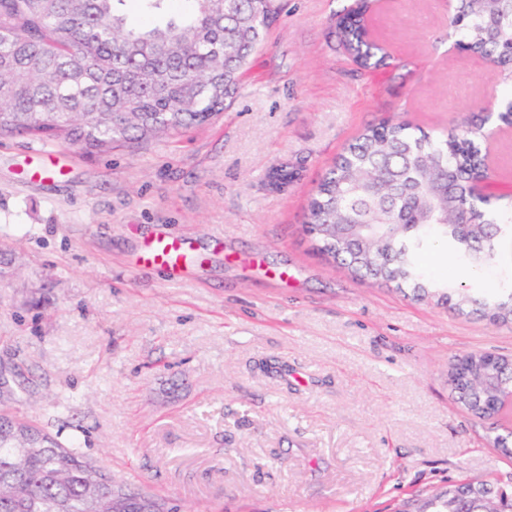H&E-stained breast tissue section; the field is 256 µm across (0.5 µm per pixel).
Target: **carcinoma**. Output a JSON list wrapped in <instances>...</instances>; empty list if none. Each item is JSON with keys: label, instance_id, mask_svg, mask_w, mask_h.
<instances>
[{"label": "carcinoma", "instance_id": "cac0c4a2", "mask_svg": "<svg viewBox=\"0 0 512 512\" xmlns=\"http://www.w3.org/2000/svg\"><path fill=\"white\" fill-rule=\"evenodd\" d=\"M127 0H0V136L62 140L107 151L133 139L178 133L224 111L251 56L279 17L278 0H193L182 21L163 28L131 22ZM371 0H354L336 26L364 69L392 66L367 42ZM462 48L497 55L512 44V3L456 0L449 21ZM484 123L432 136L382 119L349 144L319 180L306 233L317 253L359 276L408 285L428 295L421 254L433 242L455 248L462 267L493 259L495 238L512 232V213L488 215L469 181L481 175ZM455 310L478 306L512 321V292L497 300L441 282ZM472 381L458 403L487 420V402L509 387L502 368L471 354ZM478 498L483 512H512V495L460 484L430 497L435 512ZM0 512H181L98 474L72 441L0 415Z\"/></svg>", "mask_w": 512, "mask_h": 512}]
</instances>
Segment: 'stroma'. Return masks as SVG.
<instances>
[{
	"mask_svg": "<svg viewBox=\"0 0 512 512\" xmlns=\"http://www.w3.org/2000/svg\"><path fill=\"white\" fill-rule=\"evenodd\" d=\"M351 3L280 0L239 94L202 127L105 153L0 138V412L189 512H403L461 481L512 493V417L471 415L448 382L457 356L512 357V324L353 279L304 232L310 193L367 126L443 135L512 92L456 48L448 0H372L393 65L360 69L334 33ZM481 149L511 189L512 129ZM161 234L195 249L181 283L131 266ZM421 262L490 290L512 235L489 270L438 243Z\"/></svg>",
	"mask_w": 512,
	"mask_h": 512,
	"instance_id": "obj_1",
	"label": "stroma"
}]
</instances>
